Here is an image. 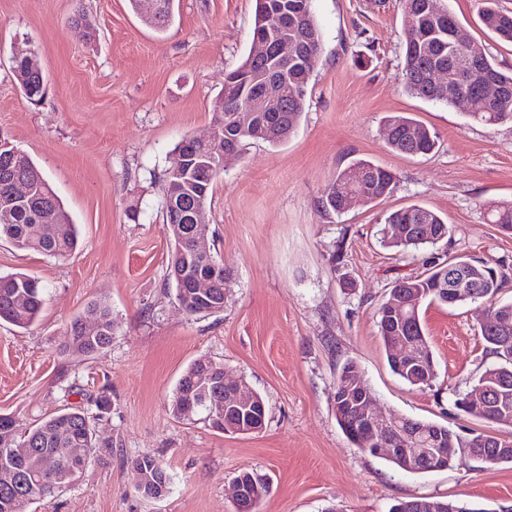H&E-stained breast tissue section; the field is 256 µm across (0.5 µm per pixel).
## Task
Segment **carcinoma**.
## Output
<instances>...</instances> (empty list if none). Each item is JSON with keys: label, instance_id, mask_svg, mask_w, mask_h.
Instances as JSON below:
<instances>
[{"label": "carcinoma", "instance_id": "1", "mask_svg": "<svg viewBox=\"0 0 512 512\" xmlns=\"http://www.w3.org/2000/svg\"><path fill=\"white\" fill-rule=\"evenodd\" d=\"M313 0H255L253 32H262L269 39L271 56L288 61V72L278 80V93L287 106L282 112H263L254 119L255 128L239 130L227 125V113H215V121L224 123L225 142L242 149L249 141H262L279 146L296 130L308 84L311 68L306 58L318 52L322 45V31L312 7ZM437 0H402V18L405 29L413 37L405 41L402 62L403 89L414 97L459 108L456 95L448 94V88L438 86L433 75L439 70L448 72V81L461 89L466 88L470 57V45L474 38L470 30L446 9H430L428 3ZM480 21L485 30L499 40L512 43V11L501 10L493 0H484ZM480 63L488 73L490 82L498 89L487 102V111L469 112L468 118L476 123L493 126L512 121V71L498 68L492 59L482 55ZM250 58H245L224 77V99L240 100L241 86L238 79L245 75ZM15 78L28 99L42 97L44 77L37 63L25 59L14 62ZM386 140L396 153L417 156L431 153L437 144L436 136L420 121L405 115L387 117ZM180 166L173 168L168 161L164 170L163 209L165 230L170 241V253L166 268V280L175 289L188 315L192 316L211 305L224 302V266L214 256L195 251L193 234L200 211L207 209L214 182L224 174L222 153L208 145L185 136L175 146ZM360 172L365 181L354 178ZM17 182L28 186V193L16 197L12 187ZM395 184L394 174L369 160L359 159L338 172L329 190L322 198L327 212L344 213L345 199L351 194L362 197L364 205H370L389 194ZM385 223L400 227L404 233L398 236L384 233L381 243L394 251L419 250L435 245L451 234L447 220L422 206L412 205L391 212ZM492 223L512 231V202L496 205ZM0 239L9 241L15 248L33 251L61 259L72 254L77 245V232L58 196L32 158L13 148L0 150ZM448 272V260L432 257L426 261V270L417 276L396 280L387 297L377 309V330L391 371L411 386L429 387L437 377L436 362L424 333L420 309L409 308L403 315H386L387 304L401 292L414 290L424 293L422 302H440L435 284ZM200 279L209 282V295L201 299L194 294L191 284ZM504 276L496 268L487 266L480 279L481 300L492 312H512V302H497L495 296L502 287ZM45 293L39 282L24 273L0 276V321L17 328L27 329L39 318L45 306ZM97 324L98 330L84 333V323ZM112 311L101 302L90 304L84 313L70 324L65 351L91 356L112 342ZM489 353L495 361L488 364L471 386V390L507 382L512 385V329L508 337H501L496 325L481 331ZM407 341L419 349L427 360V372L421 378L397 365L391 353L392 344ZM213 370L211 366L195 361L183 372L173 395V413L192 418L200 413L212 421V403L194 407L191 414H184L178 393L188 392L206 380ZM413 424L448 436L453 445L452 455L466 451L467 439L448 429L447 426L415 419ZM95 436L88 417L79 411L56 414L35 428L24 433L16 429L13 417L0 415V471L18 468L22 470V482L10 487L0 482V512H25L18 505V497L33 504L74 479L68 477L76 466L87 469L91 463ZM10 448H21L19 454H5ZM56 448H69L71 454L58 461L52 471L37 466L39 457L50 454ZM134 465L144 474V485L139 494L146 496L169 491L170 478L156 459L143 456ZM248 494L263 500L269 493L267 483L248 471L237 476ZM449 506L448 501L426 497L401 500L393 508L401 512H430L429 504Z\"/></svg>", "mask_w": 512, "mask_h": 512}]
</instances>
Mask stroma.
<instances>
[{
  "instance_id": "stroma-1",
  "label": "stroma",
  "mask_w": 512,
  "mask_h": 512,
  "mask_svg": "<svg viewBox=\"0 0 512 512\" xmlns=\"http://www.w3.org/2000/svg\"><path fill=\"white\" fill-rule=\"evenodd\" d=\"M502 70L512 45L483 31L482 0H440ZM323 42L304 109L283 145L247 144L207 206V241L228 277L224 309L186 315L165 284L170 244L161 176L184 135H207L224 74L253 47L254 0H175L156 31L129 0H0V139L25 151L79 230L59 260L0 240V274L38 278L46 304L37 323H0V414L20 429L81 411L100 442L71 485L28 512H234L240 472L267 480L259 512H389L431 497L512 512V464L461 454L425 474L394 468L355 448L336 422L339 368L355 362L384 415L434 421L463 435L512 436V427L459 413L454 401L491 362L479 302L422 308L437 360L432 387L389 368L377 308L392 283L423 271L425 251L380 243L385 217L419 205L452 226L439 254L481 258L506 275L512 301V231L491 224L512 200V123L488 127L405 93L406 34L400 0H314ZM95 25L87 39L74 19ZM34 51L45 94L31 103L12 58ZM407 114L438 136L427 156L389 149L384 120ZM358 159L397 176L392 192L337 215L321 199ZM104 302L111 344L92 356L62 353L71 321ZM199 358L244 376L269 405L264 429L224 434L203 416L173 415L182 372ZM156 458L170 475L159 500L138 495L133 462Z\"/></svg>"
}]
</instances>
